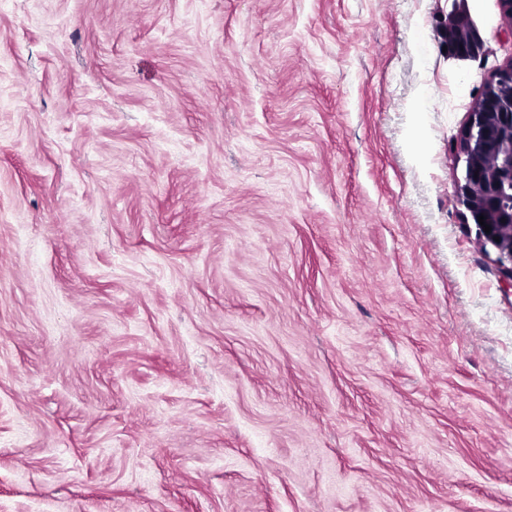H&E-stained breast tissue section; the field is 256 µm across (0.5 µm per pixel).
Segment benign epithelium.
<instances>
[{"label": "benign epithelium", "instance_id": "1", "mask_svg": "<svg viewBox=\"0 0 512 512\" xmlns=\"http://www.w3.org/2000/svg\"><path fill=\"white\" fill-rule=\"evenodd\" d=\"M452 2L443 33L448 52L462 59H483L484 41L469 16L467 0ZM456 152L462 162L458 200L475 225L483 250L495 253L512 283V59L489 74L459 134ZM480 215L491 232L479 224Z\"/></svg>", "mask_w": 512, "mask_h": 512}]
</instances>
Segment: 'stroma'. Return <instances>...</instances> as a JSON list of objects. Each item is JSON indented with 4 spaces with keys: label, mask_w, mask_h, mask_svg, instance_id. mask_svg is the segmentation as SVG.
I'll return each instance as SVG.
<instances>
[{
    "label": "stroma",
    "mask_w": 512,
    "mask_h": 512,
    "mask_svg": "<svg viewBox=\"0 0 512 512\" xmlns=\"http://www.w3.org/2000/svg\"><path fill=\"white\" fill-rule=\"evenodd\" d=\"M468 9L0 0V512H512ZM451 1L453 9L443 33L448 52L458 58L482 61L485 56L484 41L469 16L467 0Z\"/></svg>",
    "instance_id": "35a3bbf8"
}]
</instances>
